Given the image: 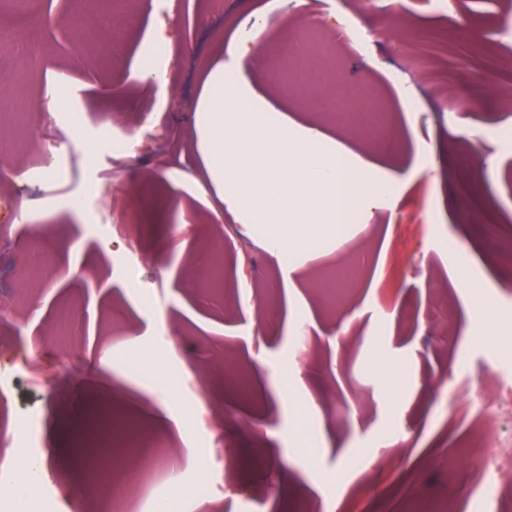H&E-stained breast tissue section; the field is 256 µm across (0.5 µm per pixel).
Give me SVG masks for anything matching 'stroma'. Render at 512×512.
Returning <instances> with one entry per match:
<instances>
[{
  "label": "stroma",
  "mask_w": 512,
  "mask_h": 512,
  "mask_svg": "<svg viewBox=\"0 0 512 512\" xmlns=\"http://www.w3.org/2000/svg\"><path fill=\"white\" fill-rule=\"evenodd\" d=\"M120 7L60 0L21 21L0 0V448L28 418L38 450L56 447L85 391L167 439L177 512H512V474L492 504L457 493L477 475L458 455L475 424L464 393L493 390L505 354L486 337L512 331V275L483 238L487 220L512 226V0H138L115 31ZM466 19L479 42L460 37ZM251 28L264 50L345 34L334 82L388 112L397 145L380 153L373 126L253 72L257 111L320 129L395 201L289 271L198 149L202 77ZM159 36L164 79L147 82ZM60 96L67 126L46 109ZM37 258L43 278L25 279ZM330 283L348 290L335 309ZM140 349L159 383L126 372ZM64 480L51 468L0 512H73L86 488Z\"/></svg>",
  "instance_id": "1"
}]
</instances>
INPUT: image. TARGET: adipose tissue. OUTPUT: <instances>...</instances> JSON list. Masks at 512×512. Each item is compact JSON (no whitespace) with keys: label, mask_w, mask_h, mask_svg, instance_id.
<instances>
[{"label":"adipose tissue","mask_w":512,"mask_h":512,"mask_svg":"<svg viewBox=\"0 0 512 512\" xmlns=\"http://www.w3.org/2000/svg\"><path fill=\"white\" fill-rule=\"evenodd\" d=\"M231 67L216 66L197 104L200 151L217 190L255 223L280 263L332 240L347 214L388 209L389 201L367 186L364 168L347 166L344 154L322 132L294 137L279 118L254 111L239 89L250 72L267 65L247 36L230 46Z\"/></svg>","instance_id":"obj_1"}]
</instances>
